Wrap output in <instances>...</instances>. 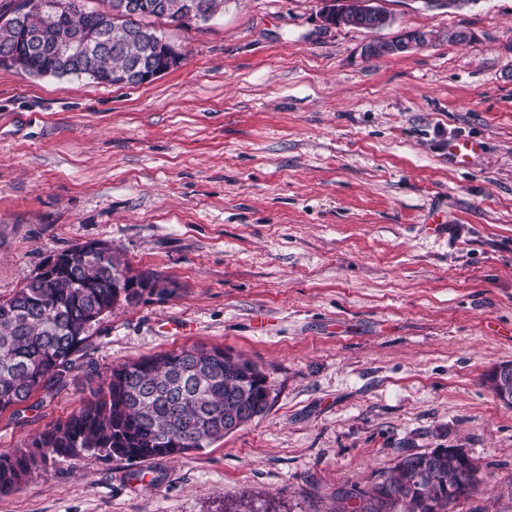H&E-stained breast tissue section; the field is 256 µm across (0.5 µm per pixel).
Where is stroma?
Segmentation results:
<instances>
[{
  "label": "stroma",
  "instance_id": "obj_1",
  "mask_svg": "<svg viewBox=\"0 0 512 512\" xmlns=\"http://www.w3.org/2000/svg\"><path fill=\"white\" fill-rule=\"evenodd\" d=\"M377 3L378 32L323 29L322 0L156 21L184 60L141 87L0 68V297L92 241L179 285L104 316L66 387L0 414V450L144 356L224 347L271 387L208 448L54 456L0 512H336L437 448L479 467L455 512H512V408L484 382L512 362V0ZM408 29L471 38L364 54Z\"/></svg>",
  "mask_w": 512,
  "mask_h": 512
}]
</instances>
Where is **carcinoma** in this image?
<instances>
[{"label": "carcinoma", "instance_id": "cac0c4a2", "mask_svg": "<svg viewBox=\"0 0 512 512\" xmlns=\"http://www.w3.org/2000/svg\"><path fill=\"white\" fill-rule=\"evenodd\" d=\"M49 2L47 13L18 22L12 16L15 0H0V55L23 57L30 75H86L109 85L116 73L162 64L153 52L157 30L151 19L171 21L189 5L212 17L224 7V0H139V11L119 12L116 0H109L104 11H87L73 5L75 0ZM330 14L337 28L368 30L361 0L334 4ZM51 29L93 31L96 37L59 62ZM126 270V265L112 266L107 244L89 260L56 267L47 281L26 278L13 296L0 299V412L27 402L40 389L49 394L65 385L90 329L117 304L177 293L178 285L158 273L135 288L122 285ZM269 395L263 371L224 348L190 347L125 362L112 368L77 414L34 439L40 456L0 451V494L18 487L37 459L49 454L76 457L98 450L114 461L133 463L206 448L226 436L224 421L237 418L247 424L252 415L264 414ZM474 470L475 460L450 456L446 448L415 454L381 475L353 512H448V495L461 500L477 490Z\"/></svg>", "mask_w": 512, "mask_h": 512}]
</instances>
